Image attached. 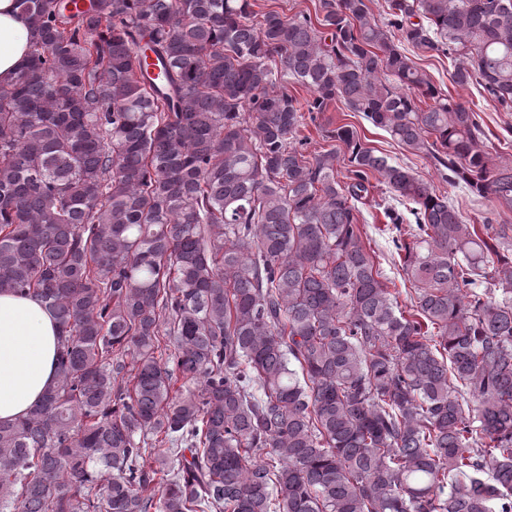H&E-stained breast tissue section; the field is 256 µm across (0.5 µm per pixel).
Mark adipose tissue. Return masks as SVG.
I'll return each instance as SVG.
<instances>
[{
	"instance_id": "adipose-tissue-1",
	"label": "adipose tissue",
	"mask_w": 512,
	"mask_h": 512,
	"mask_svg": "<svg viewBox=\"0 0 512 512\" xmlns=\"http://www.w3.org/2000/svg\"><path fill=\"white\" fill-rule=\"evenodd\" d=\"M30 24L15 0H0V84L11 83L28 54ZM58 329L39 298L0 293V423H13L56 383Z\"/></svg>"
}]
</instances>
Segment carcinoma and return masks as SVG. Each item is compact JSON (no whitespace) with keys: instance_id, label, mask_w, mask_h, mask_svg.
<instances>
[{"instance_id":"cac0c4a2","label":"carcinoma","mask_w":512,"mask_h":512,"mask_svg":"<svg viewBox=\"0 0 512 512\" xmlns=\"http://www.w3.org/2000/svg\"><path fill=\"white\" fill-rule=\"evenodd\" d=\"M89 2L17 0L0 86V293L60 329L56 387L0 424V512H512V227L347 125L300 136L342 102L512 208L479 114L408 55L511 111L512 0ZM373 177L413 204L408 307L357 225ZM30 24L15 0H0V84L11 83L28 54ZM253 4V11L260 15L262 11H267L268 8H274L279 11H284L288 16H291L299 11H307L313 15L315 12V5H318V0H251Z\"/></svg>"}]
</instances>
